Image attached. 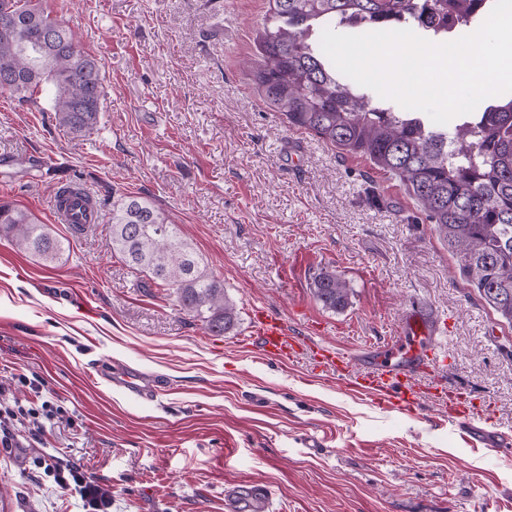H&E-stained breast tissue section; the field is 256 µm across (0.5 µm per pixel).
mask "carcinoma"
Here are the masks:
<instances>
[{
  "mask_svg": "<svg viewBox=\"0 0 512 512\" xmlns=\"http://www.w3.org/2000/svg\"><path fill=\"white\" fill-rule=\"evenodd\" d=\"M488 0H269L256 44L263 61L251 71L257 93L288 120L404 185L487 305L512 324V97L463 115L445 133L422 117L399 112L338 79L319 48L327 24L361 19L371 31L418 29L436 41L485 18ZM18 17L17 31L0 33V65L13 78L0 92L26 101L48 89L56 123L72 136L91 132L105 100L98 61L78 49L73 31L52 18L40 0H0V16ZM56 32L45 49V31ZM0 236L22 252L55 262L63 242L14 204L0 201ZM112 252L175 294L180 310L216 336L235 325L224 281L207 272L179 225L142 196L112 204ZM316 298L344 308L350 288L334 270L315 275Z\"/></svg>",
  "mask_w": 512,
  "mask_h": 512,
  "instance_id": "1",
  "label": "carcinoma"
}]
</instances>
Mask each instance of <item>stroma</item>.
I'll return each instance as SVG.
<instances>
[{"label": "stroma", "mask_w": 512, "mask_h": 512, "mask_svg": "<svg viewBox=\"0 0 512 512\" xmlns=\"http://www.w3.org/2000/svg\"><path fill=\"white\" fill-rule=\"evenodd\" d=\"M97 58L96 128L60 129L47 93H0V200L69 246L52 263L0 238V405L58 414L30 448L0 446V512H84L44 456L95 475L112 512H224V490L266 485L274 512H512V453L469 447L422 400L382 407L306 359L263 360L239 340L253 308L359 355L425 305L448 388L512 433V325L480 297L399 180L289 128L255 92L268 0H42ZM73 179L101 201L92 231L52 223ZM135 193L180 224L237 320L206 332L110 245L112 204ZM351 287L332 311L313 276ZM155 379L128 395L102 364Z\"/></svg>", "instance_id": "1"}]
</instances>
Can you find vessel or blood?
<instances>
[{"label": "vessel or blood", "mask_w": 512, "mask_h": 512, "mask_svg": "<svg viewBox=\"0 0 512 512\" xmlns=\"http://www.w3.org/2000/svg\"><path fill=\"white\" fill-rule=\"evenodd\" d=\"M84 204L76 197L52 196L49 208L53 218L70 223ZM438 323L422 307L415 306L402 319L399 335L366 345L364 368H356L354 358L330 344L313 343L294 333L281 317L258 309L253 314L245 347L256 348L263 359L288 365L300 355H308L317 369L330 371L337 383L349 393L378 403L410 407L423 398L433 397L445 406L448 418L461 439L476 448L497 452L512 448V434L490 430L473 417L476 406L466 393L448 390L444 380L436 375L431 360L440 354ZM227 512H267L269 494L261 485L246 490L228 488L224 491Z\"/></svg>", "instance_id": "vessel-or-blood-1"}]
</instances>
